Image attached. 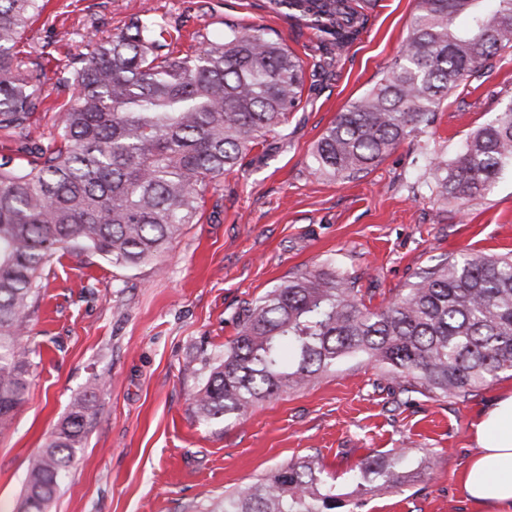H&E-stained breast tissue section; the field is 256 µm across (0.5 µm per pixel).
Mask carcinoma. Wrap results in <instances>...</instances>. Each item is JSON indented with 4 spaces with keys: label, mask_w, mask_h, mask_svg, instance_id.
I'll return each instance as SVG.
<instances>
[{
    "label": "carcinoma",
    "mask_w": 512,
    "mask_h": 512,
    "mask_svg": "<svg viewBox=\"0 0 512 512\" xmlns=\"http://www.w3.org/2000/svg\"><path fill=\"white\" fill-rule=\"evenodd\" d=\"M44 0H0V131L22 157H0V431L23 403L35 365L23 344L41 296L42 272L59 252L89 251L133 269L197 224L206 193L270 134L284 132L303 103V60L261 25L224 22L192 54L173 56L170 25L143 15L118 34H85L59 83L75 90L48 135L32 137L43 72L15 51ZM372 0H265V8L342 51L365 29ZM512 48V0H417L408 34L385 75L318 139L309 169L350 180L402 142H427L448 94L495 67ZM422 178L445 203L484 195L512 166V105L453 157L429 152ZM361 357L400 391L467 398L512 373V256L448 255L415 273L405 293L372 311L358 278L334 269L295 274L239 317L224 358L191 396L213 422L296 391ZM96 416L74 400L41 453L29 460L25 512H43L83 447ZM404 455L363 459L364 491L404 483ZM343 500L311 460L293 461L224 495L221 512H362Z\"/></svg>",
    "instance_id": "1"
}]
</instances>
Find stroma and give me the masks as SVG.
<instances>
[{
    "label": "stroma",
    "mask_w": 512,
    "mask_h": 512,
    "mask_svg": "<svg viewBox=\"0 0 512 512\" xmlns=\"http://www.w3.org/2000/svg\"><path fill=\"white\" fill-rule=\"evenodd\" d=\"M260 0H49L16 48L43 58L35 130L48 131L73 96L57 77L83 49L90 24L104 33L143 14L180 32L174 55L193 53L195 32L225 21L282 36L308 65L303 107L285 135L268 137L238 171L207 193L199 223L135 269L90 252L53 257L27 346L36 365L25 400L0 432V512H22L28 462L70 403L92 394L97 416L44 512H214L225 493L305 456L340 494L358 493L352 470L372 452H400L412 474L398 489L362 495V512H477L459 477L481 409L512 391L503 374L468 399H405L386 371L361 358L305 387L261 401L245 415L200 420L192 393L237 332L243 309L293 273L333 268L358 276L369 308L386 306L415 273L451 253L512 251V172L457 208L413 182L422 149L406 141L350 181L310 173V153L338 112L383 76L406 37L416 0H378L366 29L332 71L310 31L263 10ZM512 101V50L482 82L459 86L436 113L429 140L454 153Z\"/></svg>",
    "instance_id": "obj_1"
}]
</instances>
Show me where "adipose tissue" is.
Segmentation results:
<instances>
[{
	"label": "adipose tissue",
	"mask_w": 512,
	"mask_h": 512,
	"mask_svg": "<svg viewBox=\"0 0 512 512\" xmlns=\"http://www.w3.org/2000/svg\"><path fill=\"white\" fill-rule=\"evenodd\" d=\"M474 440L475 451L461 475L464 501L479 512H512V393L480 412Z\"/></svg>",
	"instance_id": "ef3b65f1"
}]
</instances>
